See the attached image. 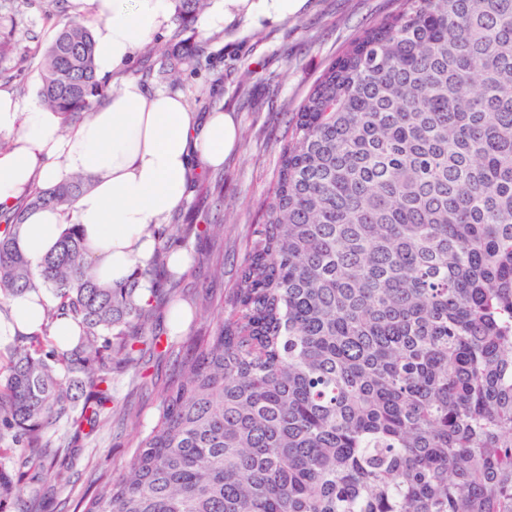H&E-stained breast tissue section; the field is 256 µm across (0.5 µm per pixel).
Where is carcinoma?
<instances>
[{
  "label": "carcinoma",
  "instance_id": "carcinoma-1",
  "mask_svg": "<svg viewBox=\"0 0 512 512\" xmlns=\"http://www.w3.org/2000/svg\"><path fill=\"white\" fill-rule=\"evenodd\" d=\"M206 0H170L166 81L194 66ZM41 55L42 106L64 123L110 97L89 25ZM77 176L0 211V312L50 300L0 359V471L37 512L61 424L112 418V369L138 346L168 270L169 230L123 285L93 273L71 224L40 273L26 214H70ZM224 315L118 480L83 512H512V0H396L318 78L291 118ZM65 317L78 341L51 333ZM152 344H161L154 337Z\"/></svg>",
  "mask_w": 512,
  "mask_h": 512
}]
</instances>
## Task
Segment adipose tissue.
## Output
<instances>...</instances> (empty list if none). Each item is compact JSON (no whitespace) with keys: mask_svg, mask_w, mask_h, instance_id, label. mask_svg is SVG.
<instances>
[{"mask_svg":"<svg viewBox=\"0 0 512 512\" xmlns=\"http://www.w3.org/2000/svg\"><path fill=\"white\" fill-rule=\"evenodd\" d=\"M95 20V61L100 76L120 75L108 101L66 129L56 113L35 101L0 93V206H12L30 185L53 186L86 175L90 187L72 214L46 207L28 214L17 237L32 268L57 245L68 223L82 225L99 280L123 283L152 257V231L182 204L199 166L221 167L240 141L229 112L198 116L181 97L149 90L123 66L153 34L170 24L168 0H73ZM212 22L241 16L278 21L307 0H219ZM42 292L28 291L0 313V338L27 336L43 319Z\"/></svg>","mask_w":512,"mask_h":512,"instance_id":"obj_1","label":"adipose tissue"}]
</instances>
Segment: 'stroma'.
<instances>
[{
	"label": "stroma",
	"mask_w": 512,
	"mask_h": 512,
	"mask_svg": "<svg viewBox=\"0 0 512 512\" xmlns=\"http://www.w3.org/2000/svg\"><path fill=\"white\" fill-rule=\"evenodd\" d=\"M394 0H307L305 9L275 24L248 27L236 18L217 25L198 21L197 41L202 49L195 69L185 71L177 82L158 80L148 74L158 64L160 52L174 35L167 28L152 35L129 66L131 73L149 88L181 95L192 111L233 113L240 124V146L222 167L208 168L192 182L180 208L170 218L174 224H193L197 230L177 245L192 255H219L223 274L208 265L192 264L180 281L184 308L204 297L221 305L225 293L235 285L244 257L249 230L261 220V207L273 179L281 142L288 135V120L328 64L361 31L385 19ZM74 18L71 0H58L50 15L39 8L14 14L0 9V33L14 32L15 48L0 62L10 70L22 63V80L5 82L0 91L21 99H37L40 59L32 49L47 45ZM224 181V209L216 211L207 185ZM223 224L220 237L201 233L205 224ZM168 303L158 304L155 324L171 345L167 355L151 357L145 381L131 379L122 369L112 373L115 394L130 408V419L113 420L79 439L65 456L64 478L44 486L40 512H73L75 505L94 492L100 475H122L138 440L155 425L159 393L177 382L178 358L191 354L202 336L214 329L216 316L191 315L182 331L169 326Z\"/></svg>",
	"instance_id": "obj_1"
}]
</instances>
